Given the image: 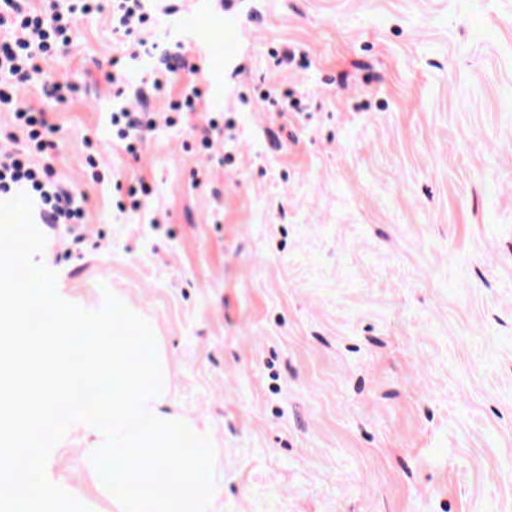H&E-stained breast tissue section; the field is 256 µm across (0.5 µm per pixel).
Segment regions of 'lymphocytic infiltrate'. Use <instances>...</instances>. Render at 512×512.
<instances>
[{
  "instance_id": "1",
  "label": "lymphocytic infiltrate",
  "mask_w": 512,
  "mask_h": 512,
  "mask_svg": "<svg viewBox=\"0 0 512 512\" xmlns=\"http://www.w3.org/2000/svg\"><path fill=\"white\" fill-rule=\"evenodd\" d=\"M148 0H108L112 32L122 43L144 46V31L151 20ZM89 0H44L38 10L25 9L20 0H0V107L12 111L19 133H6L0 150V196L19 190L33 192L38 219L49 229L65 228L73 247L86 241L83 233L87 197L76 192L58 175L53 164L58 126L47 113L34 110L17 95L19 86L44 74L49 60L70 41L77 13L93 11ZM187 47L174 42L157 49L158 69L151 74L154 91H162L168 77L188 72L170 111L189 113L206 96L195 76L198 65L186 59ZM125 89H116L112 124L128 153H135L144 133L153 130L155 114L147 104L131 108L125 103Z\"/></svg>"
}]
</instances>
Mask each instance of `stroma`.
<instances>
[{
  "label": "stroma",
  "mask_w": 512,
  "mask_h": 512,
  "mask_svg": "<svg viewBox=\"0 0 512 512\" xmlns=\"http://www.w3.org/2000/svg\"><path fill=\"white\" fill-rule=\"evenodd\" d=\"M148 41L206 54L207 96L138 158L112 142L119 47L80 16L50 61L55 165L88 196L84 305L140 310L172 405L224 462L214 512H512V0H151ZM302 63L270 70V51ZM299 109L273 112L265 92ZM224 114L211 153L190 128ZM153 189L122 213L85 158Z\"/></svg>",
  "instance_id": "35a3bbf8"
}]
</instances>
